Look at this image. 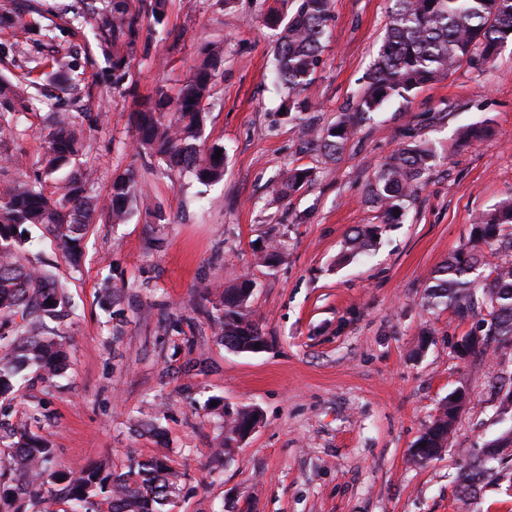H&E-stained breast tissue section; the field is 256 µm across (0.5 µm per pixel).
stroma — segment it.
<instances>
[{
  "mask_svg": "<svg viewBox=\"0 0 512 512\" xmlns=\"http://www.w3.org/2000/svg\"><path fill=\"white\" fill-rule=\"evenodd\" d=\"M69 2L80 18L37 20L56 27L58 52L35 34L23 56L0 57L1 76L36 83L0 102V179L38 173L49 113L69 112L87 136L78 162L96 173L90 195L105 197L126 172L145 194L126 223L93 216L77 265L32 229L29 256L52 264L76 311L54 387L20 383L9 422L26 423L43 404L40 433L66 473L169 455L188 480L167 512H512V452L475 499L463 501L458 479L480 448L512 430L501 412L512 344L460 360L455 342L478 317L425 301L431 272L467 246L482 213L512 199V43L371 113L329 159L301 151L303 125L327 126L353 110L391 0H331L321 63L299 95L306 108L290 112L272 82L276 32L266 20L291 15L295 0H167L160 25L150 0H131L138 31L118 76L86 46L93 16L82 0ZM213 50L223 62L201 144L223 146L226 163L223 180L204 186L137 155L131 114L157 89L176 96ZM60 60L70 66L64 86L51 76ZM483 121L490 134L462 143L461 131ZM414 142L434 147V166L399 222L382 224L367 186ZM291 168L312 177L284 198L280 177ZM377 224L375 247L345 259L351 230ZM272 245L279 256L269 267L258 254ZM107 277L122 287L117 339L101 304ZM245 277L269 342L260 353L226 349L209 319L216 286ZM459 390L468 399L446 451L414 463L419 436ZM247 407L260 411L258 426L215 467L223 415ZM148 412L159 431L144 426Z\"/></svg>",
  "mask_w": 512,
  "mask_h": 512,
  "instance_id": "obj_1",
  "label": "stroma"
}]
</instances>
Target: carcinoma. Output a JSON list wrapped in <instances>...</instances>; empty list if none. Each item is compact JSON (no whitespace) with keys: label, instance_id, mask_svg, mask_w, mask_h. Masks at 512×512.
<instances>
[{"label":"carcinoma","instance_id":"1","mask_svg":"<svg viewBox=\"0 0 512 512\" xmlns=\"http://www.w3.org/2000/svg\"><path fill=\"white\" fill-rule=\"evenodd\" d=\"M295 13L283 23L274 46L275 77L290 95L302 90L321 62L322 38L331 20L330 0H297ZM33 8L0 14V27L12 30L13 42L5 51L21 54L26 35L33 29ZM138 15L129 0H109L94 33L97 46L114 71L124 69L127 57L120 48L134 45ZM512 42V0H393L387 29L368 77V87L355 112L345 114L327 127L307 126L301 148L328 158L343 154L354 134L356 120L378 111L388 100H404L418 88L445 77L460 63L487 62L505 44ZM221 56L210 54L175 98L160 91L135 113V151L141 157L157 159L169 170L193 176L202 184L224 177V157L214 158L219 146L200 149V124L205 103L211 97L212 80ZM42 172L33 180H0V397L13 391L22 373L34 370L50 382L59 374L55 359L64 353L66 336L61 327L74 314L66 286L48 269L38 267L23 250L28 227L44 228L68 253L73 264L81 261V242L94 212L104 213L113 224L125 223L133 201L143 194L134 177L119 174L102 200L88 194L94 171L71 168L85 148L83 131L67 112L53 113L46 138ZM434 151L426 143L408 144L390 155L367 188L370 202L381 210L382 223L398 220L396 211L429 177ZM63 192H45V179L62 170ZM311 177L308 169L292 168L283 176L282 197L296 193ZM512 200L501 202L483 213L472 231L471 248L448 256L431 278L428 296L444 302L459 314L484 309L486 335L502 342L512 341V259L496 265L476 294L472 274L487 265V255L512 250ZM379 226L354 230L349 239L351 255L370 249ZM252 280L245 278L225 288L213 304L214 334L224 346L244 351L263 339L252 319L249 305ZM101 299L115 319L112 335L119 336L123 313L112 278L104 280ZM255 409L236 412L224 419L223 447L213 452L220 463L232 456L236 434L256 425ZM448 407L443 406L417 441L420 449L411 453L417 463L432 460L430 449L448 444ZM11 451L0 457V478L11 476V484L0 489V512H58L64 499L70 512H164L173 496L181 491L186 472L172 465L170 458L140 461L128 457L126 470L103 472L99 466L79 474L51 470L53 449L30 429L14 428L0 421V441ZM480 457L459 476L471 490L489 470Z\"/></svg>","mask_w":512,"mask_h":512}]
</instances>
